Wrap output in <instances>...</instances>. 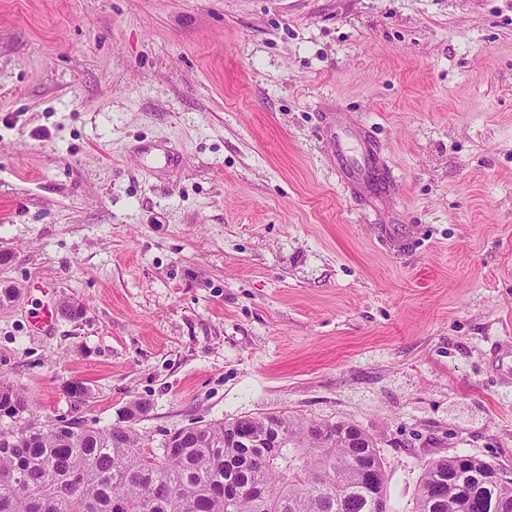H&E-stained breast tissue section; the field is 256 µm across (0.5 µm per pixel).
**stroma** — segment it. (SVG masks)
I'll list each match as a JSON object with an SVG mask.
<instances>
[{
	"mask_svg": "<svg viewBox=\"0 0 512 512\" xmlns=\"http://www.w3.org/2000/svg\"><path fill=\"white\" fill-rule=\"evenodd\" d=\"M37 282L79 310L44 335ZM0 381L40 425L147 402L152 449L356 425L388 512L512 472V0H0ZM359 139L362 143L361 163L357 168H351L348 172L343 171V174L351 180L352 183H361L367 181L373 174L377 173L378 169V146L370 140L366 132H358ZM458 456L464 455L442 458L425 468L419 485L415 512H473L467 507L462 489L470 486L475 473L474 482L466 490L469 499L479 498L483 512L503 511L504 503L501 500L503 499L505 512H512V485H509L512 475L495 467L478 472L492 465L471 456L469 464L465 466L460 462ZM448 473H452L454 481L441 486L440 479L445 475L447 478ZM446 478H443L442 481H447ZM491 485H502L503 487L487 489L488 497H492L487 498L483 493V487Z\"/></svg>",
	"mask_w": 512,
	"mask_h": 512,
	"instance_id": "1",
	"label": "stroma"
}]
</instances>
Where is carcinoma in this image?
I'll return each mask as SVG.
<instances>
[{
  "mask_svg": "<svg viewBox=\"0 0 512 512\" xmlns=\"http://www.w3.org/2000/svg\"><path fill=\"white\" fill-rule=\"evenodd\" d=\"M31 412L0 381V420ZM281 442L246 448L239 430ZM174 448L146 450L130 426L0 430V512H387L366 475L385 480L373 438L344 422H308L281 413L207 423L173 433ZM488 463L454 455L429 464L415 512H469L462 489ZM452 474L454 481L441 484ZM241 485L224 494L229 475Z\"/></svg>",
  "mask_w": 512,
  "mask_h": 512,
  "instance_id": "carcinoma-1",
  "label": "carcinoma"
}]
</instances>
